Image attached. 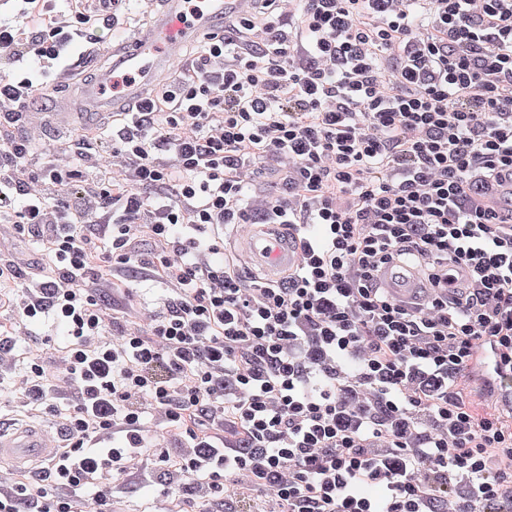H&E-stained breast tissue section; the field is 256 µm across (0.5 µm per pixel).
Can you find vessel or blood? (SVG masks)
<instances>
[{"label": "vessel or blood", "instance_id": "1", "mask_svg": "<svg viewBox=\"0 0 512 512\" xmlns=\"http://www.w3.org/2000/svg\"><path fill=\"white\" fill-rule=\"evenodd\" d=\"M244 0H206L192 20H185L184 0H161L154 23L117 47L118 64L127 73L120 94L107 96L110 74L84 87L81 100L86 110L98 112L109 107L124 108L156 89L170 66L183 56L185 46L212 30L226 12L241 8ZM245 259L259 267L267 279H276L283 269L295 266L300 249L282 238L273 226L255 227L240 237ZM382 286L397 299L423 305L431 293L415 270L403 265H387L378 272ZM56 435L46 425L26 421L0 426V468L25 471L35 468L56 454Z\"/></svg>", "mask_w": 512, "mask_h": 512}]
</instances>
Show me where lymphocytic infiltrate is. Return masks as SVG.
I'll return each mask as SVG.
<instances>
[{
    "mask_svg": "<svg viewBox=\"0 0 512 512\" xmlns=\"http://www.w3.org/2000/svg\"><path fill=\"white\" fill-rule=\"evenodd\" d=\"M24 2L39 36L0 21V223L40 247L11 306L65 326L75 396L60 402L30 348L24 403L63 416L66 446L0 488V512H73L88 489L112 512L114 476L145 454L195 512L245 484L278 512H512V418L450 387L467 371L491 394L512 376V0H297L290 14L260 0L100 132L111 157L87 143L34 171L28 141L4 132L40 87L11 70L99 37L84 11ZM272 161L284 194L256 214L245 176ZM231 224L284 225L298 266L246 283L220 243ZM409 257L433 283L459 263L464 295L435 293L424 313L393 298L377 272ZM130 266L172 294L149 334L103 340L113 315L94 286ZM171 436L188 449L175 465L153 444Z\"/></svg>",
    "mask_w": 512,
    "mask_h": 512,
    "instance_id": "1",
    "label": "lymphocytic infiltrate"
}]
</instances>
